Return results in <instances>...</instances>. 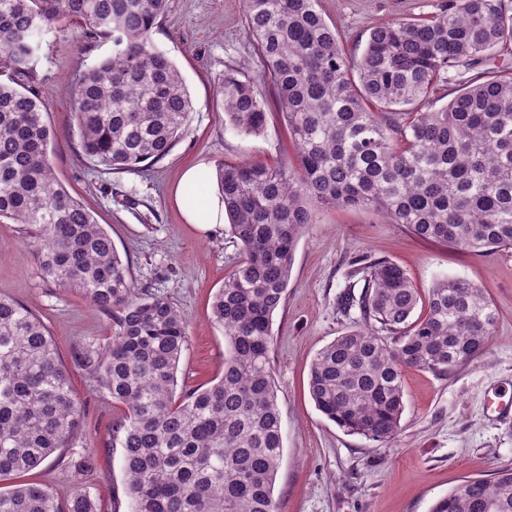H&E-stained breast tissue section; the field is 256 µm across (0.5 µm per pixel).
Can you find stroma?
Instances as JSON below:
<instances>
[{
	"label": "stroma",
	"mask_w": 512,
	"mask_h": 512,
	"mask_svg": "<svg viewBox=\"0 0 512 512\" xmlns=\"http://www.w3.org/2000/svg\"><path fill=\"white\" fill-rule=\"evenodd\" d=\"M444 0H321L342 45L363 50L369 29L384 20L436 13ZM77 24L45 35L25 83L47 107L53 131L50 162L66 190L103 224L140 290L163 296L188 321V343L177 389L209 386L224 368V335L211 321V302L240 259L224 227L202 232L188 224L175 198L189 167L216 170L244 160L277 164L293 154L288 127L271 106L259 136L242 137L224 123L214 77L237 66L255 77L241 0H168L151 32L153 43L181 71L194 112L187 133L164 159L141 172L93 166L81 153L72 112V79L111 55L105 40L77 38ZM382 258L401 266L420 295L444 277L484 289L498 312L495 336L474 360L445 375L411 369L404 376L406 408L390 443L344 432L309 398L310 364L341 333L360 325L358 308L344 309L353 285L351 260ZM0 296L31 309L46 325L84 411L76 447L56 451L26 474L58 501L75 486L95 497L99 512H131L123 451L103 447L121 405L99 393L82 369L80 348L104 345L111 319L75 289L46 279L20 225L0 223ZM271 365L282 416L283 458L274 497L279 512H429L436 499L466 477L493 478L512 467V421L494 418L488 405L495 383L512 387V249L472 253L417 238L406 226L361 209H322L300 239L284 302L273 315ZM90 455L86 468L75 467Z\"/></svg>",
	"instance_id": "1"
}]
</instances>
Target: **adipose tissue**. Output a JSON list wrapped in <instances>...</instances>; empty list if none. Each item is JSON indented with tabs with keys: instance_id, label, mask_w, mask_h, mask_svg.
<instances>
[{
	"instance_id": "ef3b65f1",
	"label": "adipose tissue",
	"mask_w": 512,
	"mask_h": 512,
	"mask_svg": "<svg viewBox=\"0 0 512 512\" xmlns=\"http://www.w3.org/2000/svg\"><path fill=\"white\" fill-rule=\"evenodd\" d=\"M177 196L189 223L208 231L223 224L224 204L213 194L209 180L198 168L187 170L181 177Z\"/></svg>"
}]
</instances>
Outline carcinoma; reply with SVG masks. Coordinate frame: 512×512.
<instances>
[{"mask_svg": "<svg viewBox=\"0 0 512 512\" xmlns=\"http://www.w3.org/2000/svg\"><path fill=\"white\" fill-rule=\"evenodd\" d=\"M168 0H0V221L29 227L45 277L75 288L112 319V337L80 362L93 387L123 406L103 441L121 448L133 512H277L281 416L269 351L300 238L318 208H358L415 236L478 253L512 248V49L506 0H449L438 13L374 26L361 53L341 47L319 0H242L257 77L216 76L225 123L261 135L272 91L296 147L276 165L216 170L227 232L241 261L218 289L212 321L224 332V373L176 395L185 315L140 293L105 228L55 179L52 132L31 74L46 31L61 20L112 40V55L74 80L82 154L132 172L176 146L193 113L182 75L151 31ZM450 99L436 106L437 92ZM345 296L363 326L314 357L308 392L344 431L387 443L405 410V371L446 374L487 347L498 314L459 278L430 288L425 314L406 271L388 260L354 270ZM83 436L43 322L0 297V481L39 466ZM0 512H97L77 488L61 503L35 483L0 487ZM431 512H512V468L467 478Z\"/></svg>", "mask_w": 512, "mask_h": 512, "instance_id": "obj_1", "label": "carcinoma"}]
</instances>
